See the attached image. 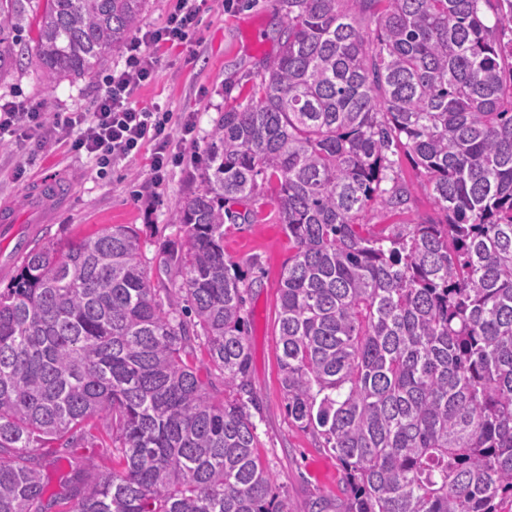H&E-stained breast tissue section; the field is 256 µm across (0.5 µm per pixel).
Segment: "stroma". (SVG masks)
Instances as JSON below:
<instances>
[{
	"mask_svg": "<svg viewBox=\"0 0 512 512\" xmlns=\"http://www.w3.org/2000/svg\"><path fill=\"white\" fill-rule=\"evenodd\" d=\"M283 20L279 0H236L229 11L221 0H201L190 41L156 48L158 66L152 80L136 90L134 102L149 109L159 104L195 117L193 135L179 144L182 159L162 184L151 181L148 144L138 155L101 174L92 158L71 151L69 139L41 147L0 138V207L13 214L11 223H0V287L8 283L20 245L32 240L63 244L109 224H131L150 259L166 241L177 239L173 215L180 201L200 186L212 131L225 109L243 101L263 63L276 55ZM101 82L96 76L52 83L30 66L0 76V100L40 104L52 120L68 112L90 111ZM394 161V175L413 187V200L401 214L373 208L371 223L417 224L436 219L437 208L421 188L417 168L402 154L395 155ZM49 174L58 177L62 190L44 211L32 210L28 191L36 178ZM236 209L259 213L257 223L231 227L224 237L226 259L237 263L252 285L246 303V343L250 389L263 408L255 420L258 452L286 493L291 512H310L316 497L341 499L342 471L322 439L289 418L280 383L279 283L293 248L268 197L237 204Z\"/></svg>",
	"mask_w": 512,
	"mask_h": 512,
	"instance_id": "35a3bbf8",
	"label": "stroma"
}]
</instances>
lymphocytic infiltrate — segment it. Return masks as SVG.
<instances>
[{"instance_id":"lymphocytic-infiltrate-1","label":"lymphocytic infiltrate","mask_w":512,"mask_h":512,"mask_svg":"<svg viewBox=\"0 0 512 512\" xmlns=\"http://www.w3.org/2000/svg\"><path fill=\"white\" fill-rule=\"evenodd\" d=\"M197 25L194 0H176L163 26L146 30L133 38L125 48L120 68L105 76L100 94L91 111L70 112L57 119L56 136L78 130L71 148L93 158L99 170L110 169L119 159L138 154L145 143L154 147L152 172L155 181H162L170 163L178 155L173 150L175 135L192 134V115H174L159 107H137L132 96L153 75L157 58L154 48L186 43ZM46 122L38 106L24 102L0 103V135L9 133L25 140L37 139Z\"/></svg>"}]
</instances>
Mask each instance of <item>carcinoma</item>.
Instances as JSON below:
<instances>
[{
    "mask_svg": "<svg viewBox=\"0 0 512 512\" xmlns=\"http://www.w3.org/2000/svg\"><path fill=\"white\" fill-rule=\"evenodd\" d=\"M280 2L279 51L219 119L180 238L154 258L168 284L113 224L35 242L0 289V512H291L257 452L251 285L224 257V225L258 222L228 204L260 194L293 248L278 314L288 415L334 452L342 512L512 499V0ZM147 5L0 0V75L94 76ZM400 151L438 219L376 232L374 206L412 200L390 176ZM197 346L202 369L185 360ZM94 418L110 466L71 458L49 491L59 457L44 443L75 448Z\"/></svg>",
    "mask_w": 512,
    "mask_h": 512,
    "instance_id": "carcinoma-1",
    "label": "carcinoma"
}]
</instances>
